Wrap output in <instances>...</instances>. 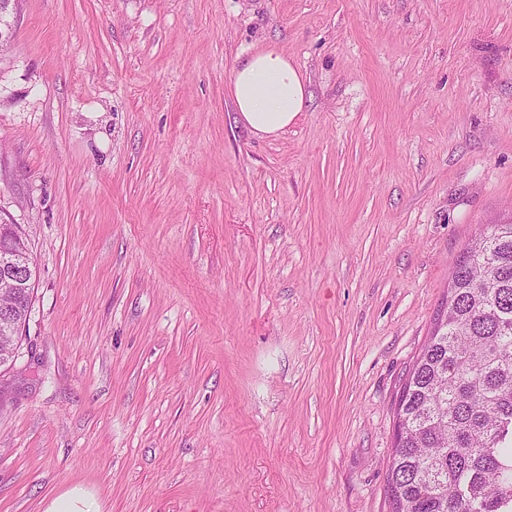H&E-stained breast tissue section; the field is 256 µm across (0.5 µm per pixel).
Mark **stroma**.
I'll return each instance as SVG.
<instances>
[{"instance_id": "obj_1", "label": "stroma", "mask_w": 512, "mask_h": 512, "mask_svg": "<svg viewBox=\"0 0 512 512\" xmlns=\"http://www.w3.org/2000/svg\"><path fill=\"white\" fill-rule=\"evenodd\" d=\"M274 46L275 138L229 95ZM512 220V0H20L0 222L36 279L0 512H389L394 408L479 227ZM238 118L260 137L277 136L304 112L306 80L294 60L275 47H260L239 60L230 79ZM43 512H102L98 500L82 486H73L49 500Z\"/></svg>"}]
</instances>
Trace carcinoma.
I'll list each match as a JSON object with an SVG mask.
<instances>
[{
  "label": "carcinoma",
  "mask_w": 512,
  "mask_h": 512,
  "mask_svg": "<svg viewBox=\"0 0 512 512\" xmlns=\"http://www.w3.org/2000/svg\"><path fill=\"white\" fill-rule=\"evenodd\" d=\"M30 253L0 224V253ZM448 303L409 370L387 477L392 512H512V222L474 238ZM33 287L4 317L26 322Z\"/></svg>",
  "instance_id": "carcinoma-1"
}]
</instances>
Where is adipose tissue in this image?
Wrapping results in <instances>:
<instances>
[{
    "label": "adipose tissue",
    "mask_w": 512,
    "mask_h": 512,
    "mask_svg": "<svg viewBox=\"0 0 512 512\" xmlns=\"http://www.w3.org/2000/svg\"><path fill=\"white\" fill-rule=\"evenodd\" d=\"M238 118L260 137L280 134L304 111L306 80L294 60L275 47H261L239 60L230 79Z\"/></svg>",
    "instance_id": "adipose-tissue-1"
}]
</instances>
